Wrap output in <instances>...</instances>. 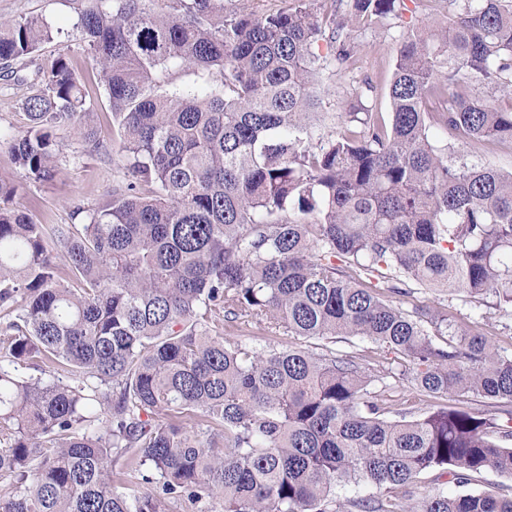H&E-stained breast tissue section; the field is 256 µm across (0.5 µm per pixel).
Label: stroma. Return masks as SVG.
<instances>
[{"instance_id":"1","label":"stroma","mask_w":512,"mask_h":512,"mask_svg":"<svg viewBox=\"0 0 512 512\" xmlns=\"http://www.w3.org/2000/svg\"><path fill=\"white\" fill-rule=\"evenodd\" d=\"M85 0H0V22L19 17H36L46 20L57 35L53 42L44 44L42 56L56 54L59 46L71 49L73 66L81 75L86 104L96 114L100 137L112 139V113L104 95V86L98 72L86 64L82 48V34L78 18ZM399 32L385 24H378L361 38V53L366 74L375 85L373 101L378 111L389 109L386 85L395 56ZM28 93L27 84L16 78L0 75V131L19 133L24 130L26 120L21 103ZM64 157L54 181L49 183H22L21 175L12 163L6 148L0 146V180L21 182L16 198L17 205L30 208L36 219L45 224H73V202L84 207L98 205L112 188L119 172L111 157L88 155L86 145L76 131L66 128L55 130ZM396 304L403 310L416 308H440L448 315V321L459 329H476L494 337L497 345L506 353H512V310L479 306L463 300L458 294H441L417 286L411 294L399 296Z\"/></svg>"}]
</instances>
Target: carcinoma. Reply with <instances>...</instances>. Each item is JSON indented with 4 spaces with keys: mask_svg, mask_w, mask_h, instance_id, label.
<instances>
[{
    "mask_svg": "<svg viewBox=\"0 0 512 512\" xmlns=\"http://www.w3.org/2000/svg\"><path fill=\"white\" fill-rule=\"evenodd\" d=\"M154 2L86 0L80 14L110 143L70 51L39 57L52 26L0 24V65L31 76L26 129L0 137L25 179L55 177L61 126L125 173L97 207L73 206L79 226L36 223L0 181V312L17 313L0 359L76 376L0 365V512H209L216 499L223 512H341L335 487L360 483L377 494L359 512H512V496L490 491L404 507L428 474L512 481V430L494 419L451 406L409 418L385 396L393 368L365 354L219 333L359 337L408 361L399 375L427 396L503 400L512 420V354L393 301L418 285L512 308V172L459 150L512 143V0H449L427 23L417 13L432 0ZM383 21L401 28L386 114L353 76L360 36ZM185 68L220 73V87L163 90ZM327 74L349 78L328 132ZM121 456L158 490L112 484ZM224 338L229 342L245 341L257 347H274L280 349L282 345L288 344L295 347H303L312 350L317 354H329L330 350L336 354H345L351 352L363 353L361 350H372V344L367 341H361L356 338L350 340L341 339L336 337V343L329 342L331 340H304L294 339L293 336H287L280 330L279 333L272 334L259 331L256 328H240L235 324H224L223 326Z\"/></svg>",
    "mask_w": 512,
    "mask_h": 512,
    "instance_id": "1",
    "label": "carcinoma"
}]
</instances>
